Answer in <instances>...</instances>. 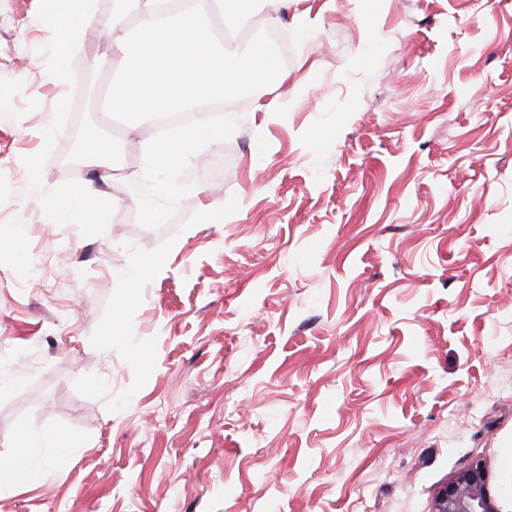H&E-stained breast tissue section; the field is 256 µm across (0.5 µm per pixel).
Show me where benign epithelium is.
Masks as SVG:
<instances>
[{
    "label": "benign epithelium",
    "instance_id": "benign-epithelium-1",
    "mask_svg": "<svg viewBox=\"0 0 512 512\" xmlns=\"http://www.w3.org/2000/svg\"><path fill=\"white\" fill-rule=\"evenodd\" d=\"M434 512H497L487 492L483 466L472 464L443 487L435 497Z\"/></svg>",
    "mask_w": 512,
    "mask_h": 512
}]
</instances>
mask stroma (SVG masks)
Wrapping results in <instances>:
<instances>
[{
    "label": "stroma",
    "mask_w": 512,
    "mask_h": 512,
    "mask_svg": "<svg viewBox=\"0 0 512 512\" xmlns=\"http://www.w3.org/2000/svg\"><path fill=\"white\" fill-rule=\"evenodd\" d=\"M39 5L0 0V512H432L475 462L512 512V0H263L235 39L283 33L285 80L157 228L158 128L48 78ZM22 429L74 448L35 485ZM84 152L89 156L92 163L97 168L96 172L100 175L110 168L108 157L112 153V145L98 139L90 140L84 148ZM65 194L62 190L51 192L41 178L32 179L28 186L30 200L47 210H56L60 198ZM72 198L73 203L77 204L79 209L88 215L97 224H105L109 217V205L101 199L97 191L93 188H85L82 191L67 192Z\"/></svg>",
    "instance_id": "35a3bbf8"
}]
</instances>
